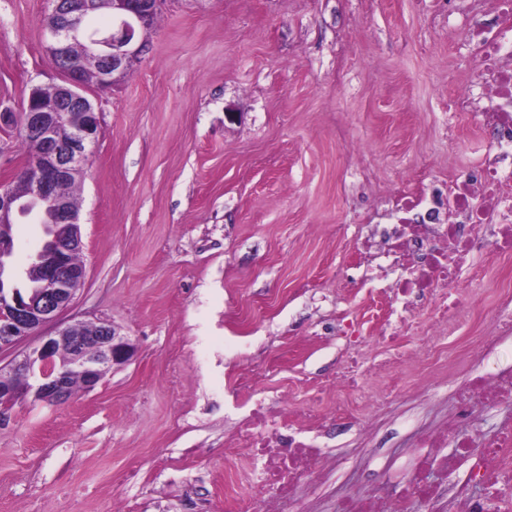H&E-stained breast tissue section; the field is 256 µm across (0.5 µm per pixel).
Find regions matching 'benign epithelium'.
<instances>
[{"instance_id":"obj_1","label":"benign epithelium","mask_w":512,"mask_h":512,"mask_svg":"<svg viewBox=\"0 0 512 512\" xmlns=\"http://www.w3.org/2000/svg\"><path fill=\"white\" fill-rule=\"evenodd\" d=\"M162 0H53L54 23L47 28L49 52L66 58L69 48L85 34V21L99 5L112 12V37L87 41L85 59L92 64L102 86L110 87L123 78L131 63L147 51L143 33L153 25ZM62 83L56 98L42 99L41 89L28 96L27 112H0V125L20 124L21 133L36 147V178L23 191L0 188V260L11 255L9 227L18 217L34 214L54 228L50 250L39 252L24 271H36L42 281L25 302L0 291V352L28 339L32 330L57 319L67 309L85 279V268L74 266L68 255L82 248L78 209L60 196L58 185L74 182L89 161L90 146L101 133L100 113L87 97L81 74L61 69ZM66 128L69 137L57 136ZM71 351L69 370L81 375L84 387L94 388L115 366L134 356L132 344L108 322L70 324L39 338L9 367L0 365V422L5 421L16 402L27 394L48 405L69 397L67 374L56 367L64 348ZM21 373L29 381L23 389L8 383Z\"/></svg>"}]
</instances>
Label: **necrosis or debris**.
Wrapping results in <instances>:
<instances>
[{
	"label": "necrosis or debris",
	"instance_id": "necrosis-or-debris-1",
	"mask_svg": "<svg viewBox=\"0 0 512 512\" xmlns=\"http://www.w3.org/2000/svg\"><path fill=\"white\" fill-rule=\"evenodd\" d=\"M469 30L478 46L477 62L497 108L478 115L466 92L453 102L455 114L476 120L490 144L487 160L475 173L448 182L446 196L432 192H394L397 219L379 224L375 234L388 268L406 267L386 291L406 312L398 331L385 335L396 343L399 331H411L408 317L419 302L436 297L440 306L435 330L448 323L444 287L454 271L476 251L512 252V0H494V17L475 15ZM512 403V374L466 381L453 416L437 429H417L409 456L411 478L395 493H354L338 512H414L424 503L432 512H512V421L490 438L473 433L476 405ZM240 418L234 433L247 450L248 491L236 495L231 512H285L300 481L316 475L326 459L321 418L303 420L264 401L234 398ZM455 453H447V445ZM480 456H472L473 447ZM472 465L466 480L448 490L429 479L432 470H455L464 459Z\"/></svg>",
	"mask_w": 512,
	"mask_h": 512
}]
</instances>
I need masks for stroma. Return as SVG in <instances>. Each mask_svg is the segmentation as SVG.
I'll return each instance as SVG.
<instances>
[{
  "mask_svg": "<svg viewBox=\"0 0 512 512\" xmlns=\"http://www.w3.org/2000/svg\"><path fill=\"white\" fill-rule=\"evenodd\" d=\"M490 0H164L149 50L111 89L86 88L101 133L77 193L85 281L57 323H112L134 358L48 406L20 399L0 426V512H227L235 420L225 378L253 361L258 390L288 411L329 414L312 383L383 345L365 326L358 260L378 248L388 188L478 167L489 145L444 126L453 92L485 107L468 20ZM51 0H0V110L20 112L59 73L41 23ZM22 268L44 225L13 226ZM443 361L401 371L384 413L327 438L338 469L304 482V512L402 489L403 417L440 427L467 377L512 373V254L459 272ZM359 325L355 344L336 324Z\"/></svg>",
  "mask_w": 512,
  "mask_h": 512,
  "instance_id": "35a3bbf8",
  "label": "stroma"
}]
</instances>
